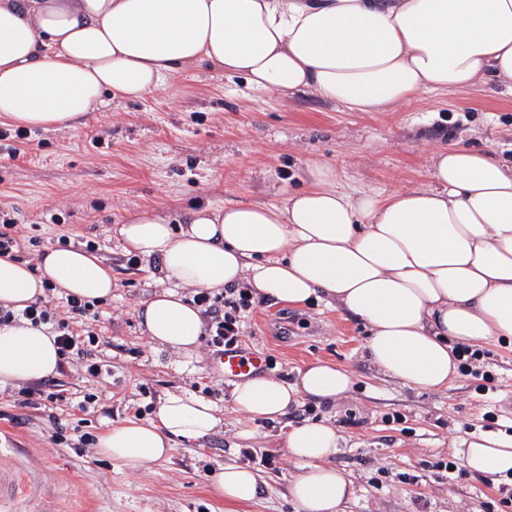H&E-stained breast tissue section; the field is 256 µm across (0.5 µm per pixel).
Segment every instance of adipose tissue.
Returning a JSON list of instances; mask_svg holds the SVG:
<instances>
[{
    "mask_svg": "<svg viewBox=\"0 0 512 512\" xmlns=\"http://www.w3.org/2000/svg\"><path fill=\"white\" fill-rule=\"evenodd\" d=\"M205 64L282 96L311 92L363 112H387L428 92L512 90V0H0V124L67 126L112 100H137L187 67ZM277 205L239 202L193 210L173 228L158 210L117 224L127 253L155 258L166 284L141 322L159 348L192 359L204 334L186 288L248 285L300 308L322 301L367 323L370 362L426 391L446 388L457 349L512 344V165L490 148L434 152L425 184L343 191L335 173ZM87 300L111 296L112 270L80 248L47 250L37 267L0 257V307L24 309L44 284ZM45 326L0 325V387L55 376ZM352 386L341 366L316 361L293 383L253 377L232 391L236 411L279 420ZM215 403L169 394L155 420L106 429L101 455L131 467L165 457L172 439L223 430ZM330 424L290 426L285 446L301 471L288 493L301 512H343L351 478L330 460ZM465 469L512 485V434L479 432L456 450ZM260 475L227 465L225 503H251Z\"/></svg>",
    "mask_w": 512,
    "mask_h": 512,
    "instance_id": "adipose-tissue-1",
    "label": "adipose tissue"
}]
</instances>
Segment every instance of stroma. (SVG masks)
Wrapping results in <instances>:
<instances>
[{"label":"stroma","instance_id":"stroma-1","mask_svg":"<svg viewBox=\"0 0 512 512\" xmlns=\"http://www.w3.org/2000/svg\"><path fill=\"white\" fill-rule=\"evenodd\" d=\"M493 145L512 159V93L480 89L425 94L397 112H358L310 93L281 97L253 90L243 77L196 66L138 100H116L60 129L0 125V208L14 211L25 250L36 264L46 250L95 242L112 269V296L101 303L96 329L105 339L99 360L111 374L100 386L81 364H64L52 382L65 393L107 397L85 412L68 407L24 409L15 425L17 386L0 388V444L25 478L19 512H226L214 489L228 464L267 480L239 512H297L288 484L297 463L281 446L283 423L329 422L341 441L333 463L350 473L355 498L348 512H480L497 487L479 476L447 474L437 462L454 458L453 444L473 432L512 425V346L486 345L484 367L494 389L458 373L447 390L415 389L378 372L365 354L366 325L324 304L293 309L256 299L241 346L267 358L262 376L294 382L316 360L348 369L354 386L328 407L312 400L284 421L235 412L233 383L217 376L215 348L199 345L192 363L155 348L139 312L161 287L155 261L131 263L112 233L130 213L154 208L172 223L200 204H276L304 187L319 163L336 172L339 188L390 190L425 182L432 151L451 144ZM18 148L8 159L9 148ZM211 386L224 414L223 431L196 443L175 441L167 458L131 468L106 459L83 434L100 435L126 419H154L171 393ZM497 420L490 421L486 412ZM66 443L53 444L56 428ZM271 455L274 465L262 464Z\"/></svg>","mask_w":512,"mask_h":512}]
</instances>
